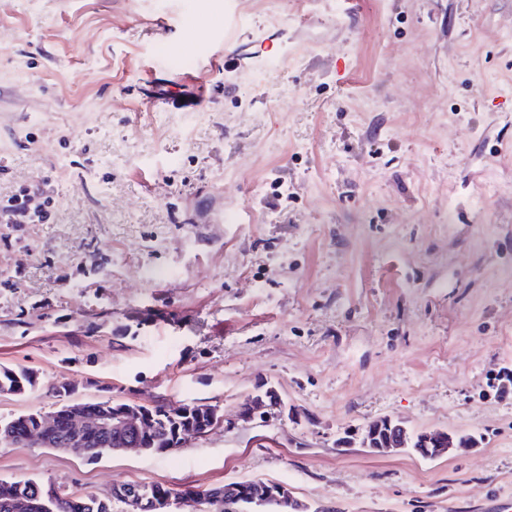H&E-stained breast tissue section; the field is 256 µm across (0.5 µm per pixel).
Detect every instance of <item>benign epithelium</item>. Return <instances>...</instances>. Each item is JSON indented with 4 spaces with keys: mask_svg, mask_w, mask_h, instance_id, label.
I'll return each instance as SVG.
<instances>
[{
    "mask_svg": "<svg viewBox=\"0 0 512 512\" xmlns=\"http://www.w3.org/2000/svg\"><path fill=\"white\" fill-rule=\"evenodd\" d=\"M282 406L278 391L269 387L264 393L252 397L247 403L246 410L239 411L234 419H228L215 409L210 415L208 424L202 427H188L179 432L180 442L206 436L217 428L228 431L237 426L240 421H251L257 417L266 416L267 409ZM156 428L153 416L142 408V403L129 400L127 405L119 410H112V405H102L95 400L73 402L62 410H54L42 415L38 421L37 431L32 433L29 428L16 423L10 430V437L18 443H28L33 440L39 444L50 445L58 436L68 438L65 451L81 457L86 452L84 444L94 434L114 431L118 434L148 436ZM112 497L122 499L131 504L133 512H165L172 504L168 494H151L148 487L138 485H112ZM235 509L238 512H256L266 503L278 502L291 508V512H308V506L296 499L290 490L282 484L265 481H244L234 487Z\"/></svg>",
    "mask_w": 512,
    "mask_h": 512,
    "instance_id": "7a95c632",
    "label": "benign epithelium"
}]
</instances>
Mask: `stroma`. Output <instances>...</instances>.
Segmentation results:
<instances>
[{
  "label": "stroma",
  "instance_id": "obj_1",
  "mask_svg": "<svg viewBox=\"0 0 512 512\" xmlns=\"http://www.w3.org/2000/svg\"><path fill=\"white\" fill-rule=\"evenodd\" d=\"M30 185L53 204L0 224V367L37 386L0 420L63 385L283 405L160 455L0 447V480L512 500V0H0V195ZM382 417L479 443L343 444Z\"/></svg>",
  "mask_w": 512,
  "mask_h": 512
}]
</instances>
